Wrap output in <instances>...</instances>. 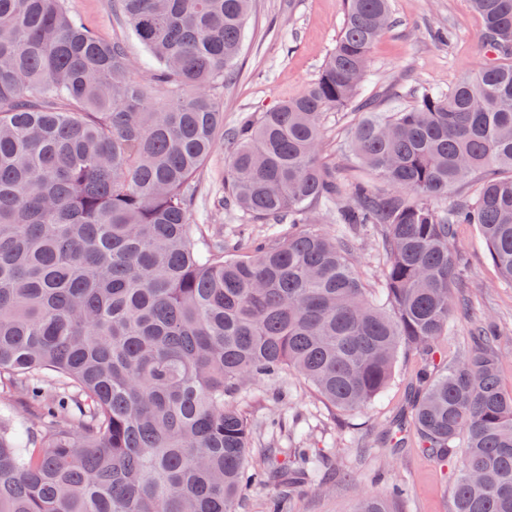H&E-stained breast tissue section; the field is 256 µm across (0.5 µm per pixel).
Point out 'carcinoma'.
<instances>
[{"mask_svg":"<svg viewBox=\"0 0 512 512\" xmlns=\"http://www.w3.org/2000/svg\"><path fill=\"white\" fill-rule=\"evenodd\" d=\"M252 0H115L171 86L150 100L119 42L63 0H0V512H238L322 456L248 460L234 397L291 369L343 413L383 395L399 354L419 447L458 456L454 512H512V391L485 319L448 362L462 224L512 281V0H472L489 61L450 91L369 112L349 152L366 176L334 223L379 229V292L353 236L314 225L336 199L322 115L356 100L389 0H345L344 25L300 95L231 132L230 205L273 226L244 254L203 242L195 177L224 111L209 88L238 72ZM495 170L473 198L438 200ZM406 494L362 498L392 512ZM272 488L249 489L245 491L240 505V512H266L267 499L273 493Z\"/></svg>","mask_w":512,"mask_h":512,"instance_id":"carcinoma-1","label":"carcinoma"}]
</instances>
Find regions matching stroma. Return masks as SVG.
Here are the masks:
<instances>
[{
  "instance_id": "1",
  "label": "stroma",
  "mask_w": 512,
  "mask_h": 512,
  "mask_svg": "<svg viewBox=\"0 0 512 512\" xmlns=\"http://www.w3.org/2000/svg\"><path fill=\"white\" fill-rule=\"evenodd\" d=\"M65 6L101 38L125 45L133 64L131 77L146 85L154 101L169 97V86L152 83L149 54L116 12L113 0H65ZM391 12L392 25L372 50L359 100L326 111L323 117L325 139L339 147L336 160L342 165L347 159L341 149L362 117L361 101L370 102L377 112L411 105L423 90H451L486 56L482 20L470 0H391ZM343 22V0H253L238 77L211 90L224 108L225 131L235 129L242 116L270 110L314 82L336 46ZM437 27L452 30V40L431 38L430 29ZM229 153L226 141H219L200 168L191 211V221L204 237L223 240L228 248L268 232L267 225L222 204ZM459 248L470 282V311L449 325L448 356L468 354L472 320L496 322L501 331L497 343L501 381L510 391L512 282L502 279L491 263L476 227L463 228ZM413 364L411 355H402L386 393L354 416L335 412L291 371L243 386L236 402L250 425V461L264 458L272 448L284 452L315 442L330 452L338 473L331 480L318 472L295 476L289 487V512H354L361 496L382 492L396 482L407 486L396 512H453L452 465L424 453L414 433H407L405 445L399 448L384 439L392 422L409 416L407 381ZM275 419L285 422V429H273Z\"/></svg>"
}]
</instances>
